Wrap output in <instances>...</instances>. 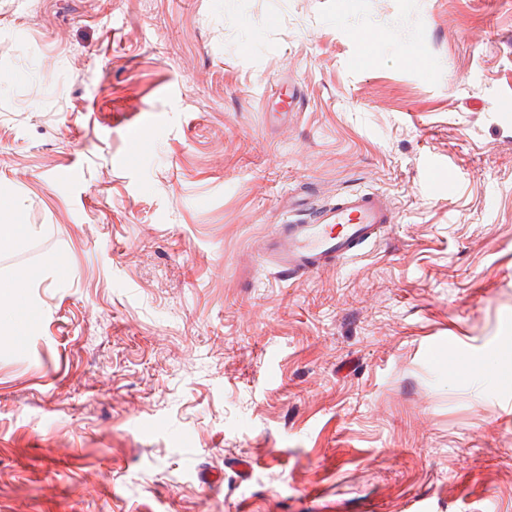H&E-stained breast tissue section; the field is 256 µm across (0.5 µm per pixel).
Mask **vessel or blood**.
I'll return each mask as SVG.
<instances>
[{"label":"vessel or blood","instance_id":"b4317fda","mask_svg":"<svg viewBox=\"0 0 512 512\" xmlns=\"http://www.w3.org/2000/svg\"><path fill=\"white\" fill-rule=\"evenodd\" d=\"M393 221V211L383 195L353 192L323 207L312 220L279 225L266 250L280 273L300 278L337 259L354 256Z\"/></svg>","mask_w":512,"mask_h":512}]
</instances>
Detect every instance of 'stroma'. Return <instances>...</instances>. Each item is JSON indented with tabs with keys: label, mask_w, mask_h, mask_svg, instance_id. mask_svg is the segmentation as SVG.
<instances>
[{
	"label": "stroma",
	"mask_w": 512,
	"mask_h": 512,
	"mask_svg": "<svg viewBox=\"0 0 512 512\" xmlns=\"http://www.w3.org/2000/svg\"><path fill=\"white\" fill-rule=\"evenodd\" d=\"M507 98L512 0H0V512H512ZM393 221V211L383 195L353 192L323 207L310 221L280 224L265 249L279 273L301 278L337 259L354 256Z\"/></svg>",
	"instance_id": "35a3bbf8"
}]
</instances>
